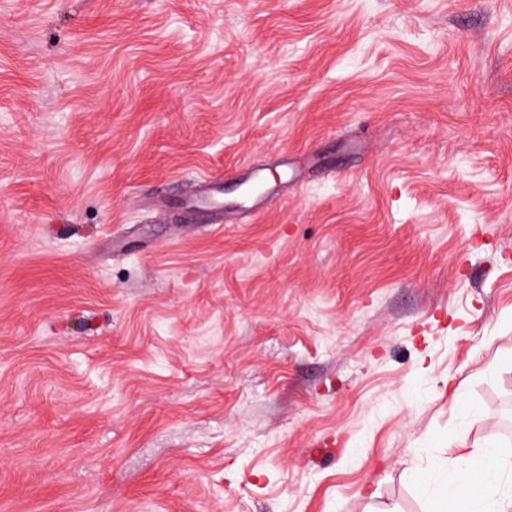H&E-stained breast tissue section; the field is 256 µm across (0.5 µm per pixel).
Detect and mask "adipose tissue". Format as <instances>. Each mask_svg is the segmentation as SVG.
<instances>
[{
    "mask_svg": "<svg viewBox=\"0 0 512 512\" xmlns=\"http://www.w3.org/2000/svg\"><path fill=\"white\" fill-rule=\"evenodd\" d=\"M495 446H486L475 457L458 459L446 473L451 496L464 499L469 512H512V478L506 476V467L497 461ZM482 468L479 485H472L470 473Z\"/></svg>",
    "mask_w": 512,
    "mask_h": 512,
    "instance_id": "adipose-tissue-1",
    "label": "adipose tissue"
}]
</instances>
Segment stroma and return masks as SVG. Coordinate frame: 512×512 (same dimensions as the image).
<instances>
[{
  "label": "stroma",
  "mask_w": 512,
  "mask_h": 512,
  "mask_svg": "<svg viewBox=\"0 0 512 512\" xmlns=\"http://www.w3.org/2000/svg\"><path fill=\"white\" fill-rule=\"evenodd\" d=\"M489 444L512 0H0V512H460Z\"/></svg>",
  "instance_id": "stroma-1"
}]
</instances>
